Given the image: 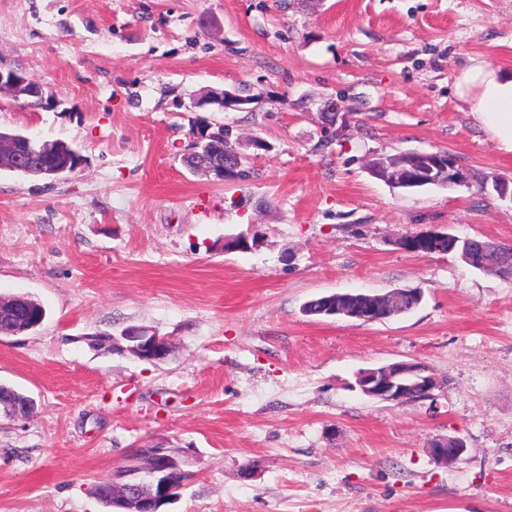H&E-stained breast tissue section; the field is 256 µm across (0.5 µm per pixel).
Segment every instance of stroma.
Segmentation results:
<instances>
[{"mask_svg": "<svg viewBox=\"0 0 512 512\" xmlns=\"http://www.w3.org/2000/svg\"><path fill=\"white\" fill-rule=\"evenodd\" d=\"M475 58L512 71V0H0V66L49 98L0 96V130L83 157L53 178L0 170V295L47 310L0 339V384L35 402L0 417V512H106L94 485L148 443L192 474L165 512H512V275L396 245H512V200L480 188L512 179V155L454 94ZM243 85L246 111L191 106ZM330 97L352 125L322 150ZM203 120L231 127L249 181L187 170ZM410 150L452 152L469 185L396 189L365 166ZM397 288L423 302L382 323L302 311ZM131 325L174 354L89 342ZM396 361L440 388L363 395L357 372ZM446 438L467 450L442 465ZM122 339L127 345L121 346L112 338L113 346H118L139 360L159 363L168 360L173 354V342L169 336L161 335L147 327H130L123 331ZM455 439L436 440L432 443L430 448L431 456L439 463L446 465L450 462L455 461L464 451V443L457 439L455 441V447L449 448L448 442Z\"/></svg>", "mask_w": 512, "mask_h": 512, "instance_id": "stroma-1", "label": "stroma"}]
</instances>
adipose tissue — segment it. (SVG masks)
Here are the masks:
<instances>
[{
	"label": "adipose tissue",
	"instance_id": "1",
	"mask_svg": "<svg viewBox=\"0 0 512 512\" xmlns=\"http://www.w3.org/2000/svg\"><path fill=\"white\" fill-rule=\"evenodd\" d=\"M455 92L500 150L512 153V72L476 62L459 74Z\"/></svg>",
	"mask_w": 512,
	"mask_h": 512
}]
</instances>
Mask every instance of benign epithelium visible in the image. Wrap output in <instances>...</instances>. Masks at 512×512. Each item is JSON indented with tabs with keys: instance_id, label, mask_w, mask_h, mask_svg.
Wrapping results in <instances>:
<instances>
[{
	"instance_id": "7a95c632",
	"label": "benign epithelium",
	"mask_w": 512,
	"mask_h": 512,
	"mask_svg": "<svg viewBox=\"0 0 512 512\" xmlns=\"http://www.w3.org/2000/svg\"><path fill=\"white\" fill-rule=\"evenodd\" d=\"M7 94L16 101L32 102L44 96L41 84L30 79L25 72L16 68L0 67V95ZM250 103V99L241 91H224L203 94L193 101V107L201 109L206 105H215L221 112L239 111ZM322 111L333 112L336 119L319 126L320 141L334 142L343 135L350 123L349 114L341 111L336 101H324ZM211 126L198 127L192 132L189 148L184 154L183 163L196 175L213 174L222 180L236 179L240 168L241 152L224 151V145L211 141ZM422 159L410 164V168L396 175V178L413 183L423 180L446 179L448 186L459 187L469 184V173L457 157L440 151L422 152ZM82 162V156L69 149L67 158L55 161V144L39 140L29 135H8L0 132V168L28 174H45L53 177L71 172ZM372 305L365 304L348 308L336 305L333 315L351 320L368 319L367 312ZM122 339L126 345L122 350L129 352L139 360L159 363L168 360L173 354V342L168 336L161 335L147 327H130L123 331ZM357 384L364 395L379 401H404L413 390L425 396L432 395L438 387L435 377L428 374L425 365L419 362L399 361L378 368H368L357 374ZM465 451L462 441H455V447H448V441L436 440L430 448L431 456L440 464L455 461ZM167 451L154 447L142 456L140 466L133 472V478L121 485V490L113 497L121 505L122 512H134L143 501H173L180 497L186 482L179 484L172 479Z\"/></svg>"
}]
</instances>
